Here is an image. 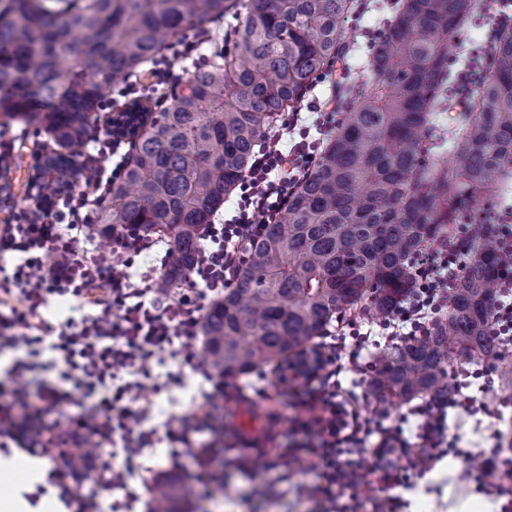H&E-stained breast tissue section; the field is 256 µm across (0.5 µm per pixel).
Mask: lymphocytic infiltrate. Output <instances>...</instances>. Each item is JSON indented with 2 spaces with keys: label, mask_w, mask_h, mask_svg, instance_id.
Returning a JSON list of instances; mask_svg holds the SVG:
<instances>
[{
  "label": "lymphocytic infiltrate",
  "mask_w": 512,
  "mask_h": 512,
  "mask_svg": "<svg viewBox=\"0 0 512 512\" xmlns=\"http://www.w3.org/2000/svg\"><path fill=\"white\" fill-rule=\"evenodd\" d=\"M296 121V113H287L279 130L264 137L244 176L234 215L203 226L194 266L179 287L161 288L156 276L138 278L132 272L136 257L159 245L160 237L126 228L113 236L112 258L104 264L92 258L74 234L91 222L99 190L103 183L119 179L123 163L116 162L110 170L86 166L80 186H66L50 202H36L0 225V254L21 256L12 275L0 278V350L24 353L9 370L13 403L0 407L1 440L18 439L15 408H25L26 419L37 423L66 400L80 398L81 410L69 418L65 430L39 443L44 448H78L90 440L100 448L118 447L121 463L101 473L103 486L112 491L127 490L144 453L157 442L189 450L199 447L191 430L174 416L168 418L164 433L143 430L150 408L138 405L139 392L148 384L159 392L182 383L183 368L200 367L195 343L205 300L237 283L248 244L265 225L278 223L291 190L310 173L321 141L334 130L329 117L319 123L317 139L284 142V133ZM487 241L494 245L497 267L493 331L504 350L512 349V212L499 215L493 224H464L431 236L410 261L415 288L391 318L379 322L377 335L355 328L352 343L318 345L315 378L327 395L319 400L318 414L302 421L301 427L314 434L319 445L277 454L278 460L295 455L319 469L320 482L304 488L308 496L346 500L349 512L365 505L372 512H401L400 497L379 496L371 483L358 482V465L342 459V445H354L358 456L372 453L384 459L383 480L406 488L445 456L448 408H476L475 399L464 393L465 381H458L459 391L447 405L426 402L414 408L420 423L413 434L400 422L374 430L369 419L351 409L350 398H338L334 387L340 373L372 370L375 340L395 346L425 335L447 316L462 268ZM53 296L73 297L92 312L77 321L50 323L41 310ZM165 353L175 367L165 376L154 375L153 366ZM38 372L46 381L33 394L28 385ZM374 435L379 438L375 444L370 441ZM483 457L484 467L466 470L464 479L499 502L500 512H512V485L498 477L496 450Z\"/></svg>",
  "instance_id": "lymphocytic-infiltrate-1"
}]
</instances>
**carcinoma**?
I'll return each mask as SVG.
<instances>
[{
	"instance_id": "cac0c4a2",
	"label": "carcinoma",
	"mask_w": 512,
	"mask_h": 512,
	"mask_svg": "<svg viewBox=\"0 0 512 512\" xmlns=\"http://www.w3.org/2000/svg\"><path fill=\"white\" fill-rule=\"evenodd\" d=\"M478 0H395L367 45L371 82L358 85L312 173L276 224L247 247L236 287L206 311L204 359L224 383L313 348L333 320L390 316L413 287L408 258L435 229L478 222L488 194L512 187V34L498 33L491 75L470 99L448 151L433 116L454 83L461 29ZM355 0H9L0 11V115L34 124L56 146L40 169L82 170L92 115L106 90L157 63L190 29L234 14L232 48L215 47L170 103L152 114L134 159L95 222L106 240L127 226L167 239L159 280L179 285L199 230L241 184L258 143L296 110L338 61ZM493 244L459 279L452 308L419 338L375 359L371 392L383 405L446 403L450 349L501 358L492 332ZM206 466L224 474V451ZM192 489L162 478L156 512Z\"/></svg>"
}]
</instances>
